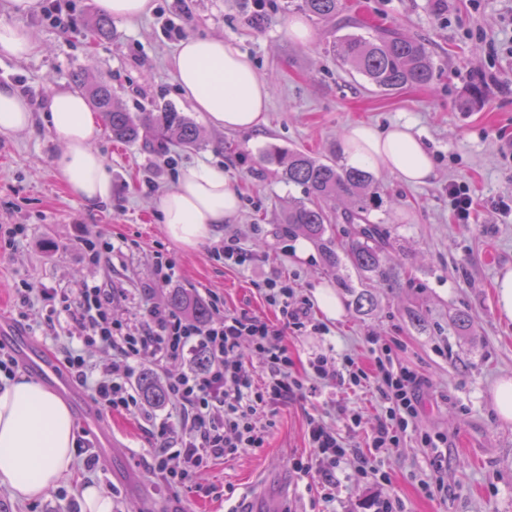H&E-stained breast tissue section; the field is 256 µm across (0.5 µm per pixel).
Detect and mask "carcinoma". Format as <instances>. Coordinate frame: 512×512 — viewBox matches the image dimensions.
<instances>
[{
	"instance_id": "cac0c4a2",
	"label": "carcinoma",
	"mask_w": 512,
	"mask_h": 512,
	"mask_svg": "<svg viewBox=\"0 0 512 512\" xmlns=\"http://www.w3.org/2000/svg\"><path fill=\"white\" fill-rule=\"evenodd\" d=\"M291 6L323 22L336 21L345 9L344 0H293ZM332 49L341 66L364 76L382 92L423 86L432 77V61L425 44L391 28H376L367 36L348 34L333 43ZM72 82L92 108L105 116L114 139L131 144L140 142L149 151L159 150L171 141L184 147H194L199 141L198 126L170 105L154 104L149 110L131 112L113 97L108 80L89 84L76 73ZM262 161L279 166L284 180L305 190V198L288 203L280 216L288 232H301L319 241L330 260L348 264L362 281L379 288L400 286L399 276L389 263L390 230L370 220L371 213L380 207V196L369 172L356 167L344 168L332 159H317L300 150L285 151L275 146L263 150ZM337 197L349 200L350 208L344 212L343 220L356 227L338 252L332 248V239L326 237L331 217L322 205ZM168 305L175 311H190L200 322L211 317L208 307L191 304L179 292L169 295ZM139 389L150 402L158 405L166 402L164 388L150 372L142 374Z\"/></svg>"
}]
</instances>
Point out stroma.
Instances as JSON below:
<instances>
[{"label": "stroma", "mask_w": 512, "mask_h": 512, "mask_svg": "<svg viewBox=\"0 0 512 512\" xmlns=\"http://www.w3.org/2000/svg\"><path fill=\"white\" fill-rule=\"evenodd\" d=\"M348 29L309 19L311 41L288 33V0H155L143 18L113 21L112 35L91 40L87 31L99 15L97 0H69L75 25L60 30L34 12L21 19L40 43L26 59L0 56V82L15 83L35 112L43 111L54 89L71 88L73 73L108 79L114 96L130 111L160 100L191 117L200 130L196 147L169 144L155 155L113 141L102 129L97 148L112 174V198L83 205L64 185L54 159L58 136L43 119L31 131L0 136V224H21L15 241L0 240V317L18 334L56 354L57 342L42 319L20 320L15 291L24 283L72 293L83 284L115 288L124 298L116 318L136 322L147 303L145 286L168 298L178 289L193 296L210 291L227 311L276 320L262 280L275 270L312 299L320 283L337 286L344 315L326 318L319 305L310 313L325 334L307 332L288 339L292 368L303 372L308 359L324 353L352 357L369 367L368 337L394 344L393 362L426 380L414 431L399 447L374 455L382 481L360 480L350 469L336 471V498L324 502L317 482L293 471L292 458L310 453L307 419L315 416L348 444L365 446L376 425L380 401L373 388L324 385L280 406L265 447L247 449L214 464L201 478L203 491L158 490L145 461L153 438L135 415L112 413L102 423L76 417L77 430L95 439L100 427L112 434V458L87 473L83 454L57 489L32 502L11 500L0 491V512H57L60 502L76 505L79 483L112 487L116 508L141 512H233L263 486L260 512H371L375 498L402 500L407 512H512V421L502 420L490 391L497 379L512 377V324L502 322L495 301V277L512 265V0H348ZM395 27L425 43L433 63L428 85L384 94L361 75L343 68L327 47L357 22ZM189 36L235 39L270 82L265 124L250 131H224L205 122L181 94L170 68L179 42ZM481 86V100L469 91ZM383 129L411 123L431 152L437 178L410 187L382 172L375 184L382 205L375 216L394 241L389 259L402 285L375 289L372 310L355 309L343 280L354 279L319 247L308 259L294 255L295 238L279 222L289 201L303 198L274 164H260L267 145L302 150L316 157L341 153V136L351 123ZM201 162L224 166L241 197L232 227L261 260L245 269L212 254L220 237L185 250L165 233L156 208L182 167ZM464 181L475 201L469 223H458L448 185ZM92 224L104 241L120 245L98 266L74 245L76 225ZM171 258V285H156L157 255ZM459 310L471 316L467 332L451 323ZM446 440L442 453L422 447L423 433ZM442 483L444 491L425 496L421 482Z\"/></svg>", "instance_id": "1"}]
</instances>
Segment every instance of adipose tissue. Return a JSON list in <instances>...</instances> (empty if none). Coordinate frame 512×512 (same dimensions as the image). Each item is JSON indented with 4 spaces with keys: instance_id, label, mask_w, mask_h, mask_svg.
Wrapping results in <instances>:
<instances>
[{
    "instance_id": "adipose-tissue-1",
    "label": "adipose tissue",
    "mask_w": 512,
    "mask_h": 512,
    "mask_svg": "<svg viewBox=\"0 0 512 512\" xmlns=\"http://www.w3.org/2000/svg\"><path fill=\"white\" fill-rule=\"evenodd\" d=\"M1 7L12 19L0 22V55L22 59L39 52V44L18 22L37 9L38 0H6ZM172 65L182 95L211 126L249 131L264 122L269 84L236 41L187 37L177 46ZM43 120L64 143L54 164L69 193L91 207L110 200L112 175L96 147L100 128L84 97L54 90ZM32 124L29 99L14 84L0 83V135L26 132ZM341 148L349 164L390 172L409 186L436 176L431 154L407 123L384 131L350 124ZM156 207L167 236L193 250L235 218L240 200L223 166L200 163L183 168ZM75 444L72 413L56 393L25 376L0 389V486L12 500H38L71 475Z\"/></svg>"
}]
</instances>
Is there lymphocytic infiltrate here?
Listing matches in <instances>:
<instances>
[{
  "label": "lymphocytic infiltrate",
  "mask_w": 512,
  "mask_h": 512,
  "mask_svg": "<svg viewBox=\"0 0 512 512\" xmlns=\"http://www.w3.org/2000/svg\"><path fill=\"white\" fill-rule=\"evenodd\" d=\"M263 291L266 302L279 313L278 323L225 312L223 301L210 292L204 300L211 317L204 323L153 301L136 324L125 325L113 315L116 293L96 285L61 295L29 282L19 289L18 300L25 320L40 305L48 309L46 323H53L58 313L66 314L70 329L58 348L64 367L100 410L144 417L157 441L148 451V468L161 487H192L214 462L244 448L263 447L267 431L257 426V414H274L280 405L303 397L306 388L324 384L358 386L371 381L381 403L371 446L376 450L398 446L416 426L422 377L406 368H394L391 346L373 336L368 339L373 372H366L352 359L338 366L319 354L310 359L304 375H295L287 333L305 328L315 331L319 325L311 321L286 278L267 277ZM246 336L267 360L268 372L259 384L240 349ZM95 350L109 354L107 364L92 358ZM197 351L209 357L205 369L189 367L165 376L170 413L162 418L146 413L135 387L142 361H176ZM307 435L312 452L294 459L292 467L303 475L317 474L324 501L335 497L337 467H351L360 479H377L371 457L348 445L320 419L309 418Z\"/></svg>",
  "instance_id": "f902f5d3"
}]
</instances>
